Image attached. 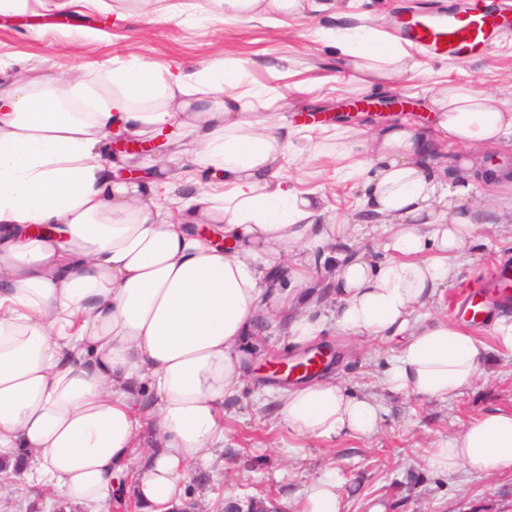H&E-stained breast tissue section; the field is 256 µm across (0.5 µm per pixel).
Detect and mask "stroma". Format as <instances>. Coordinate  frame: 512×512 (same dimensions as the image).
I'll use <instances>...</instances> for the list:
<instances>
[{
	"label": "stroma",
	"mask_w": 512,
	"mask_h": 512,
	"mask_svg": "<svg viewBox=\"0 0 512 512\" xmlns=\"http://www.w3.org/2000/svg\"><path fill=\"white\" fill-rule=\"evenodd\" d=\"M105 10L82 5L62 14L47 13L48 29L31 31L27 23L0 21V54L19 59L22 67L54 80L82 62L138 57L181 68H197L221 58L237 67L242 88L265 89L269 109L284 116L304 117L333 112L363 93L336 78V54L322 41L325 30L345 27L347 19L366 12L377 16L387 31L394 16L421 14L454 5L471 8L474 0H335L343 15L321 13L312 18L278 16L249 22L216 17L201 23L168 20L143 0H107ZM85 27L83 37L68 38L66 28ZM415 64L398 89L373 91L376 99L400 96L413 102L401 113L407 129L422 130L430 122L429 98L446 84H468L512 101V30L480 57L435 58L410 48ZM291 178L323 193L328 215L337 224L359 219V193L353 183L337 184L330 175L315 178L309 167L289 166ZM512 268V230L477 228L465 252L462 275L443 302L448 315L466 292L482 293L491 314L511 315L512 299L501 296L496 271ZM489 320L470 328L486 345L483 372L474 385L445 400L389 392L380 382L383 369L396 356L401 340L377 341L353 351L337 332L322 345L335 350L331 374L349 392L374 394L383 421L370 436L339 441L302 439L275 415L276 393L270 374L253 363L241 395L224 416V446L205 467L206 481L193 482L195 500L204 512L217 501L245 503L254 496L270 497L280 512H294L306 486L332 475L341 486V512H512V473L482 476L458 469L451 474L431 471L432 448L458 433L475 417L496 408L512 409V352L499 347Z\"/></svg>",
	"instance_id": "1"
}]
</instances>
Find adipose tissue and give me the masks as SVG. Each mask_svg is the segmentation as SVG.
Instances as JSON below:
<instances>
[{
  "mask_svg": "<svg viewBox=\"0 0 512 512\" xmlns=\"http://www.w3.org/2000/svg\"><path fill=\"white\" fill-rule=\"evenodd\" d=\"M224 16L323 13L331 0H210ZM336 70L360 89L394 85L409 54L361 17L325 31ZM0 59V461L26 454L33 493L61 495L83 512H109L114 473L132 469L141 512H173L192 466L224 442V414L246 374L244 341L261 325L282 348L304 347L328 325L354 339L400 336L384 369L393 393L462 394L476 381L482 341L430 306L461 275L477 225L512 226L493 213L483 147L512 141V104L469 85L433 98L436 124L400 122L360 136L293 127L265 112V92L242 89L224 60L173 73L138 58L90 67L83 80L13 77ZM187 129L184 173L221 189L179 197L169 220L156 194L168 167L119 178L108 135ZM462 164L432 170L438 152ZM332 159L356 181L360 221L329 224L324 195L293 183L291 162ZM379 225V253L359 249ZM330 272L331 311L301 301L312 271ZM276 413L302 438L375 433L382 409L328 376L279 386ZM440 473L512 472V409H494L433 448ZM339 484L318 478L296 512H340Z\"/></svg>",
  "mask_w": 512,
  "mask_h": 512,
  "instance_id": "adipose-tissue-1",
  "label": "adipose tissue"
}]
</instances>
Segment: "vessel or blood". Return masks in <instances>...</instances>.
<instances>
[{"mask_svg": "<svg viewBox=\"0 0 512 512\" xmlns=\"http://www.w3.org/2000/svg\"><path fill=\"white\" fill-rule=\"evenodd\" d=\"M512 20L478 0L469 11L426 13L398 19L396 31L435 57H467L483 53Z\"/></svg>", "mask_w": 512, "mask_h": 512, "instance_id": "1", "label": "vessel or blood"}]
</instances>
